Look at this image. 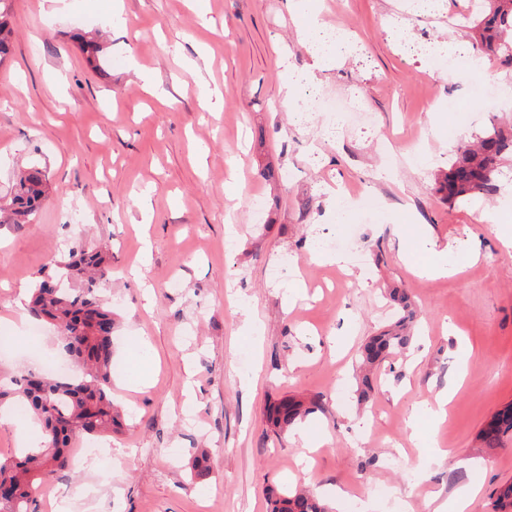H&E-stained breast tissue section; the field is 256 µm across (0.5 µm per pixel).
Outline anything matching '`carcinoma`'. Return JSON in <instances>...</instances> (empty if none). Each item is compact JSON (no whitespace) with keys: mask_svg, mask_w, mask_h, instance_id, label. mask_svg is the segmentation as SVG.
Listing matches in <instances>:
<instances>
[{"mask_svg":"<svg viewBox=\"0 0 512 512\" xmlns=\"http://www.w3.org/2000/svg\"><path fill=\"white\" fill-rule=\"evenodd\" d=\"M13 0H0V64L12 54ZM482 14L471 21L475 46L493 59L512 66V0H482ZM512 154V127L493 126L457 150L448 172L435 179L436 192L452 202L481 199L497 190L496 179L505 153ZM48 193L45 175L38 168L22 172L7 203L4 220L17 227L42 205ZM111 273L109 254L80 247L67 262L43 277L33 288L30 310L58 325L65 354L78 368L71 375L42 377L14 373L0 379V402L18 398L41 424L39 444L26 448L13 461L0 462V485L12 498L0 501V512H30L35 486L61 479L72 469L71 448L77 441L98 436L120 425L121 414L112 401V310L100 296ZM398 313L389 329L370 337L361 351V366L378 367L391 354L410 345L417 311L409 295L387 290ZM316 407L294 398H282L266 408L267 422L276 436L288 433ZM512 429V405L499 411L482 429L487 446L498 444L500 433ZM494 512H512V484L502 486L494 499ZM267 512H329L316 496L303 491L267 490Z\"/></svg>","mask_w":512,"mask_h":512,"instance_id":"1","label":"carcinoma"}]
</instances>
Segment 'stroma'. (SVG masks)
<instances>
[{"label": "stroma", "instance_id": "1", "mask_svg": "<svg viewBox=\"0 0 512 512\" xmlns=\"http://www.w3.org/2000/svg\"><path fill=\"white\" fill-rule=\"evenodd\" d=\"M468 0H312L350 49L314 69L285 0H13L14 48L0 64V200L36 165L49 193L31 222L0 224V365L37 369L59 357L57 329L18 317L49 257L74 243L110 248L101 296L114 313L112 396L122 429L96 439L103 457L33 493L35 512H267L271 487L304 488L332 512H436L464 483L468 512H491L512 482V431L481 430L512 403V185L487 200L434 190L460 142L512 119V69L464 45ZM98 37L92 68L78 35ZM463 44V80L438 70ZM315 71L321 93L353 119L298 121L282 103L289 74ZM153 77L145 88L140 76ZM499 107L489 112L486 93ZM279 169L265 180L266 167ZM370 199L355 209L366 262L323 253L341 234L337 186ZM260 220H253L254 200ZM498 217L486 221L487 213ZM424 236L434 251H418ZM449 261L457 274L419 267ZM400 288L418 319L410 346L387 359L368 402L356 366L393 314ZM444 417L431 415L456 375ZM317 400L278 437L264 410ZM0 458L35 443L31 414L0 408ZM206 480L191 476L199 449Z\"/></svg>", "mask_w": 512, "mask_h": 512}]
</instances>
